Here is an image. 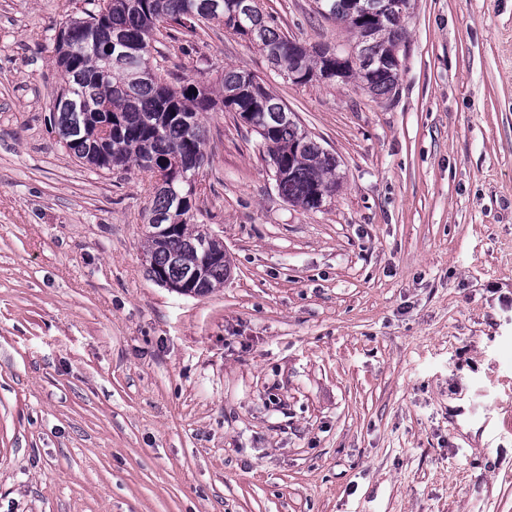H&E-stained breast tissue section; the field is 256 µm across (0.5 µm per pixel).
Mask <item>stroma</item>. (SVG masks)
<instances>
[{
  "instance_id": "stroma-1",
  "label": "stroma",
  "mask_w": 512,
  "mask_h": 512,
  "mask_svg": "<svg viewBox=\"0 0 512 512\" xmlns=\"http://www.w3.org/2000/svg\"><path fill=\"white\" fill-rule=\"evenodd\" d=\"M307 46L353 33L260 0ZM84 0H0V512H512V0H411L391 96L296 85L208 23L173 76L247 69L338 161L288 204L259 138L205 118L194 221L230 272L151 280L153 180L51 128Z\"/></svg>"
}]
</instances>
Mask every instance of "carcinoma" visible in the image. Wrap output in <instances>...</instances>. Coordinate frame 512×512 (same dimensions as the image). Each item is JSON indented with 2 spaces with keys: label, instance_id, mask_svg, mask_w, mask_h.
I'll return each mask as SVG.
<instances>
[{
  "label": "carcinoma",
  "instance_id": "obj_1",
  "mask_svg": "<svg viewBox=\"0 0 512 512\" xmlns=\"http://www.w3.org/2000/svg\"><path fill=\"white\" fill-rule=\"evenodd\" d=\"M211 2L86 0L89 8L56 35V65L63 85L52 110L55 128L74 129L61 141L88 166L110 171L131 164L165 179L168 187H153L144 214L149 276L162 287L183 283V268L202 259L190 244L206 237L209 262L204 281L194 288L197 296L224 283L230 270L223 241L208 235L204 225L190 228L197 191L189 179L207 161L204 113L233 112L244 120L249 112L263 113L264 122L246 127L261 139L270 167H279V193L304 210L315 209V196L325 201L335 194L338 161L298 121L280 117L288 107L250 71L224 70L216 90L189 79L170 84L163 67L150 66L151 45L161 30L195 33L200 24L216 21L230 34L247 38L283 77L290 69L303 72L299 85L353 80L371 95L385 97L395 89L399 69L375 59L385 45L403 43L405 19L393 14L371 20L375 36L367 39L353 18L338 8L340 0H315L318 14L357 33L358 60L338 64L336 51L308 48L280 33L259 5L244 11L243 3L251 0H220L216 12L210 9ZM130 59L150 72L134 77ZM64 99L72 100L74 109L59 106Z\"/></svg>",
  "mask_w": 512,
  "mask_h": 512
}]
</instances>
